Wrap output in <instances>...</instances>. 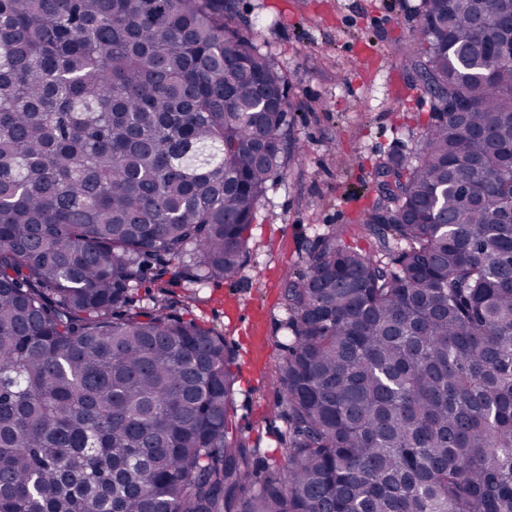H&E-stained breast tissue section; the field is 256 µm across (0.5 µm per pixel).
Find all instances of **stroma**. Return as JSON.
<instances>
[{
  "label": "stroma",
  "mask_w": 512,
  "mask_h": 512,
  "mask_svg": "<svg viewBox=\"0 0 512 512\" xmlns=\"http://www.w3.org/2000/svg\"><path fill=\"white\" fill-rule=\"evenodd\" d=\"M417 2L235 0L238 26L285 76L300 150L257 205L236 285L181 280L162 293L235 351L233 427L270 461L284 453L285 424L272 412L284 355L282 284L318 233L375 254L361 219L378 198L376 166L415 152L429 118L418 69L398 52L416 25Z\"/></svg>",
  "instance_id": "1"
}]
</instances>
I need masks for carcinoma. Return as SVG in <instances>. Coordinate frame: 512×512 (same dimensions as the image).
<instances>
[{"label":"carcinoma","mask_w":512,"mask_h":512,"mask_svg":"<svg viewBox=\"0 0 512 512\" xmlns=\"http://www.w3.org/2000/svg\"><path fill=\"white\" fill-rule=\"evenodd\" d=\"M430 98L283 283V459L224 336L133 290L234 283L295 120L231 0H0V512H512V0H419Z\"/></svg>","instance_id":"1"}]
</instances>
